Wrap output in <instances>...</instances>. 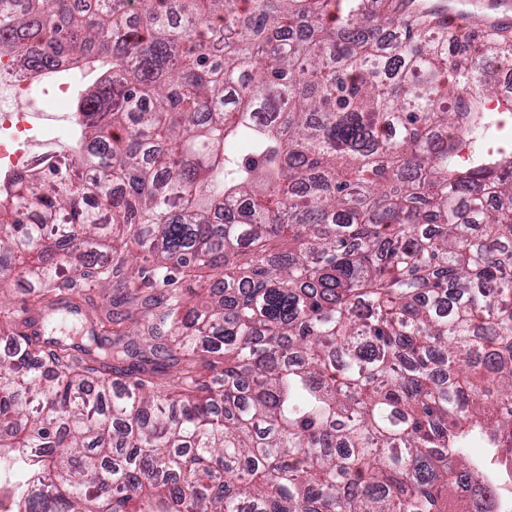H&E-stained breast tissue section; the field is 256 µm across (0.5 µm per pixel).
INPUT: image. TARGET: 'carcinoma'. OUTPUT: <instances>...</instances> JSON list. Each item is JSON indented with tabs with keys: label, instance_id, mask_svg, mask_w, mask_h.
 <instances>
[{
	"label": "carcinoma",
	"instance_id": "obj_1",
	"mask_svg": "<svg viewBox=\"0 0 512 512\" xmlns=\"http://www.w3.org/2000/svg\"><path fill=\"white\" fill-rule=\"evenodd\" d=\"M129 2L0 0V57L96 75L80 162L0 188L11 512H467L468 444L512 459V36ZM132 264L129 326L63 296Z\"/></svg>",
	"mask_w": 512,
	"mask_h": 512
}]
</instances>
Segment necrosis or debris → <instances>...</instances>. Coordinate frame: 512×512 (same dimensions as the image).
<instances>
[{
    "label": "necrosis or debris",
    "instance_id": "obj_1",
    "mask_svg": "<svg viewBox=\"0 0 512 512\" xmlns=\"http://www.w3.org/2000/svg\"><path fill=\"white\" fill-rule=\"evenodd\" d=\"M70 106V87L58 74L36 91L13 61L0 57V181L70 155L69 139L58 132L77 123Z\"/></svg>",
    "mask_w": 512,
    "mask_h": 512
}]
</instances>
